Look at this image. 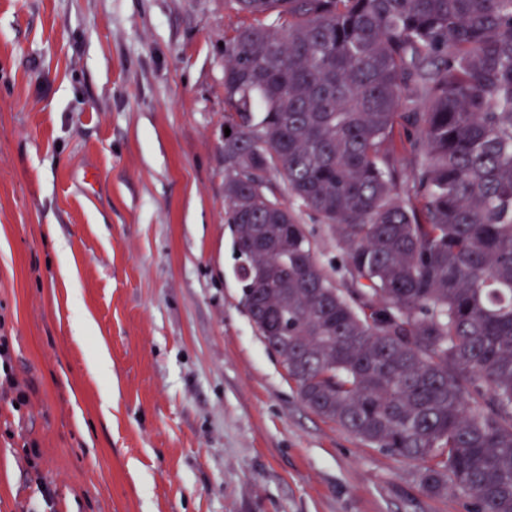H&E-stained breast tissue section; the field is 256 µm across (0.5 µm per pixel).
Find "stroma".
<instances>
[{
    "label": "stroma",
    "instance_id": "35a3bbf8",
    "mask_svg": "<svg viewBox=\"0 0 512 512\" xmlns=\"http://www.w3.org/2000/svg\"><path fill=\"white\" fill-rule=\"evenodd\" d=\"M245 20L0 0V336L28 394L0 397V512H474L310 410L241 302L222 42Z\"/></svg>",
    "mask_w": 512,
    "mask_h": 512
}]
</instances>
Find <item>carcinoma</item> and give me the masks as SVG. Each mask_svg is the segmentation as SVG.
I'll return each instance as SVG.
<instances>
[{"mask_svg":"<svg viewBox=\"0 0 512 512\" xmlns=\"http://www.w3.org/2000/svg\"><path fill=\"white\" fill-rule=\"evenodd\" d=\"M225 4L252 18L224 40L250 318L316 414L512 512V0ZM302 224H305L316 248L318 260L330 268L339 262L340 256L336 251V244L331 238L325 224H321L313 215L302 214Z\"/></svg>","mask_w":512,"mask_h":512,"instance_id":"obj_1","label":"carcinoma"}]
</instances>
